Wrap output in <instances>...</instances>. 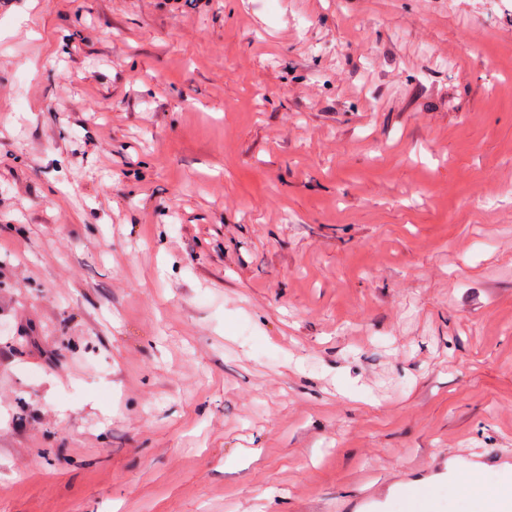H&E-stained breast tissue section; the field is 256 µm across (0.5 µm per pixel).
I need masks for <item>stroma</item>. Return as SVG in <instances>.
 I'll use <instances>...</instances> for the list:
<instances>
[{
  "label": "stroma",
  "instance_id": "obj_1",
  "mask_svg": "<svg viewBox=\"0 0 512 512\" xmlns=\"http://www.w3.org/2000/svg\"><path fill=\"white\" fill-rule=\"evenodd\" d=\"M0 343V512L512 456V0H0Z\"/></svg>",
  "mask_w": 512,
  "mask_h": 512
}]
</instances>
